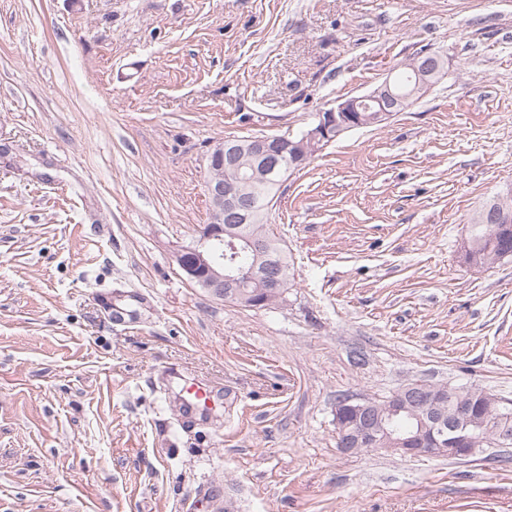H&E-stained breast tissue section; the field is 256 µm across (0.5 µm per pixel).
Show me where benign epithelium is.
<instances>
[{
    "mask_svg": "<svg viewBox=\"0 0 512 512\" xmlns=\"http://www.w3.org/2000/svg\"><path fill=\"white\" fill-rule=\"evenodd\" d=\"M440 57L430 55L429 59L416 58L410 61L417 75L429 76L438 69ZM399 97L389 81H384L370 93L343 101L320 111L314 123L296 140L286 136H265L253 140L248 153H243L232 142H218L208 151L206 161L209 173L205 188L210 201L209 222L198 231V238L190 245H182L172 253L179 275L188 283L207 290L215 298H232L240 304L255 309H266L279 304L285 295V283L265 268L252 267L245 276L261 283V289L254 294L242 292L243 275L232 267L224 266V260L215 257V248L224 243L226 225L232 222L247 224L251 214V196L248 188L267 180L268 175L284 163L298 164L306 157L307 149L322 144L330 135L363 125L361 112L368 103L375 104L379 114H385L398 104ZM248 158L252 176L246 183L224 179V168L240 165ZM495 210L504 224L500 231L512 235V191L501 194L495 202ZM479 394L470 390L469 398L459 400L456 406V423L448 426L431 403L432 395L409 393L404 399L403 409L418 420L423 415L435 418L424 424V431L418 436H401L390 451L406 456L448 457L468 456L475 447L487 439L474 429L471 417L472 396ZM481 395V394H479ZM485 402L504 407L508 402L486 393L481 395ZM350 419L353 426L351 435L343 441V450L379 448L378 433L386 431L379 421V408L369 399L355 400L342 397L336 403V421Z\"/></svg>",
    "mask_w": 512,
    "mask_h": 512,
    "instance_id": "1",
    "label": "benign epithelium"
}]
</instances>
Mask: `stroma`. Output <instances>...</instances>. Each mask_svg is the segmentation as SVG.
Returning a JSON list of instances; mask_svg holds the SVG:
<instances>
[{
  "instance_id": "stroma-1",
  "label": "stroma",
  "mask_w": 512,
  "mask_h": 512,
  "mask_svg": "<svg viewBox=\"0 0 512 512\" xmlns=\"http://www.w3.org/2000/svg\"><path fill=\"white\" fill-rule=\"evenodd\" d=\"M426 52L441 82L282 183V303L181 278L209 145L298 135ZM509 183L512 0H0V512H512V447L336 433L345 395L512 400V259L464 249ZM173 368L219 408L185 421Z\"/></svg>"
}]
</instances>
